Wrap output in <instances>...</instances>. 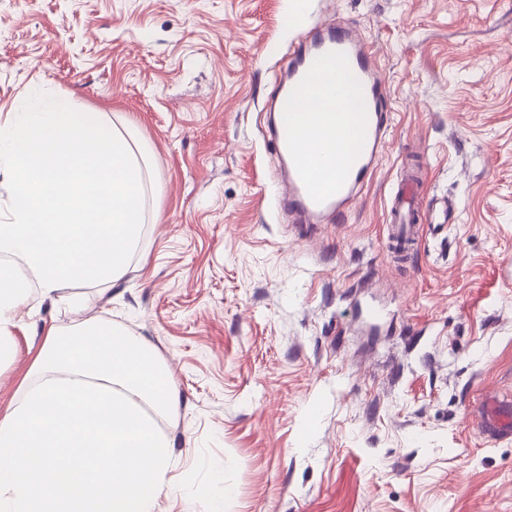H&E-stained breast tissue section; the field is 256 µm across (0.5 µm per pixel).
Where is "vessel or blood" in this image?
<instances>
[{
  "label": "vessel or blood",
  "instance_id": "vessel-or-blood-1",
  "mask_svg": "<svg viewBox=\"0 0 512 512\" xmlns=\"http://www.w3.org/2000/svg\"><path fill=\"white\" fill-rule=\"evenodd\" d=\"M353 82L362 94L366 107L367 134L362 150L355 156H344L335 132L321 124L313 127L293 126L283 118L295 103H308L316 84L335 85ZM383 78L371 54L353 29L341 30L329 24H317L299 41L281 91L273 103L279 114L272 124V144L280 155L286 182L283 195L290 207L309 222L344 213L361 190L366 177L376 168L383 152L386 115L382 108ZM315 135L323 153L333 159L334 175L323 180L302 149L308 135ZM415 173H407L401 187L392 194L389 211V237L395 250L401 251L415 239L422 224L436 218H449L454 207L441 202L440 215L421 213L411 195ZM483 430L491 438L512 436V418L483 415Z\"/></svg>",
  "mask_w": 512,
  "mask_h": 512
}]
</instances>
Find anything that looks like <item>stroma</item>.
I'll list each match as a JSON object with an SVG mask.
<instances>
[{
  "label": "stroma",
  "mask_w": 512,
  "mask_h": 512,
  "mask_svg": "<svg viewBox=\"0 0 512 512\" xmlns=\"http://www.w3.org/2000/svg\"><path fill=\"white\" fill-rule=\"evenodd\" d=\"M317 21L360 32L389 120L351 209L296 224L268 108ZM51 92L148 143L159 221L119 283L14 328L0 412L74 302L169 366L159 512H210L220 481L223 512H512V439L476 420L512 401V0H0V125ZM410 168L455 212L399 257Z\"/></svg>",
  "instance_id": "1"
}]
</instances>
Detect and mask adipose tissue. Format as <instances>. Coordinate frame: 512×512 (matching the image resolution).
Returning <instances> with one entry per match:
<instances>
[{"instance_id":"1","label":"adipose tissue","mask_w":512,"mask_h":512,"mask_svg":"<svg viewBox=\"0 0 512 512\" xmlns=\"http://www.w3.org/2000/svg\"><path fill=\"white\" fill-rule=\"evenodd\" d=\"M321 109L355 155L362 114L351 86L320 94ZM148 145L126 124L45 95L0 126V168L10 176L12 219L0 224V362L28 288L57 300L64 287L113 284L139 250ZM35 384L0 416V512H157L174 486L173 444L158 419L177 414L169 368L142 336L74 317L50 326L33 364Z\"/></svg>"}]
</instances>
